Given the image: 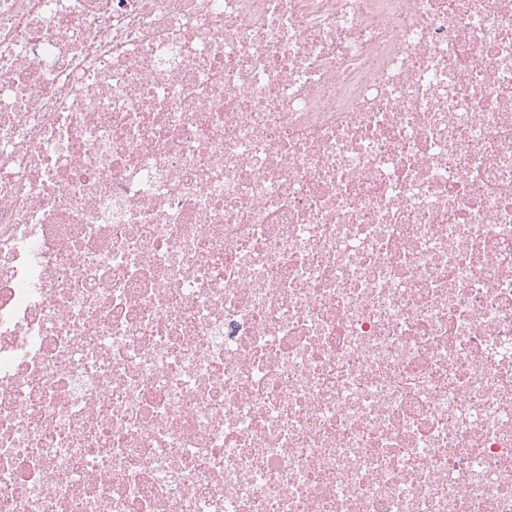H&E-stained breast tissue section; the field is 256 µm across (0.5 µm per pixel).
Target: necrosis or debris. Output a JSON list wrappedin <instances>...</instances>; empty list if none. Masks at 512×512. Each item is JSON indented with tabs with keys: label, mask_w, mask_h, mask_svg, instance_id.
I'll use <instances>...</instances> for the list:
<instances>
[{
	"label": "necrosis or debris",
	"mask_w": 512,
	"mask_h": 512,
	"mask_svg": "<svg viewBox=\"0 0 512 512\" xmlns=\"http://www.w3.org/2000/svg\"><path fill=\"white\" fill-rule=\"evenodd\" d=\"M0 512H512V0H0Z\"/></svg>",
	"instance_id": "1"
}]
</instances>
